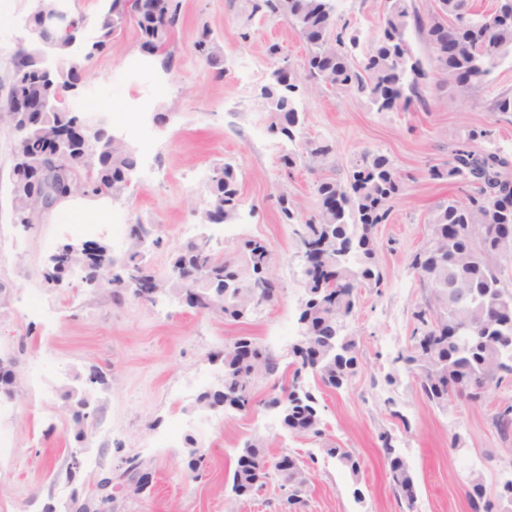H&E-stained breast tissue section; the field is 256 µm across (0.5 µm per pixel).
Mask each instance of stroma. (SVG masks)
Segmentation results:
<instances>
[{
	"label": "stroma",
	"instance_id": "stroma-1",
	"mask_svg": "<svg viewBox=\"0 0 512 512\" xmlns=\"http://www.w3.org/2000/svg\"><path fill=\"white\" fill-rule=\"evenodd\" d=\"M0 11V359L12 360L19 392L9 402L7 423L12 447L0 450V512H42L54 504L71 512L73 497H86L105 473H113L115 512H275L282 491L269 483L260 493L238 497L229 477L248 440L260 439L271 454L290 453L311 459V480L300 512H471L463 478L471 467L482 468L488 495L512 477V437L500 438L492 417L512 403V383H503L477 402L456 400L440 409L423 399L413 377L392 360L411 345L412 313L427 295L410 267L412 255L429 240L431 213L440 202L459 199L456 185L429 180V166L447 161L451 133L474 126L490 131L489 147L512 154V124L493 120L490 106L503 90L512 91V67H499L488 83L464 95L450 89L434 92L430 111H377L367 98L302 84L295 96L300 122L292 136L272 132L271 115L261 90L274 68L269 44H280L294 70H301L305 48L287 20L250 17L248 0H180L182 23L171 48L174 65L163 69L157 58L137 81L125 76L129 58L141 57L137 32L125 24L105 50L84 61L81 81L70 92L72 112L86 116L83 103L95 85L105 87L109 131L122 139L136 160L124 192L117 197L74 196L23 229L13 219L11 173L13 134L6 99L12 74L11 57L24 36L22 20L33 0H10ZM386 0H347L340 15L359 39L349 48L361 60L376 39ZM209 28L223 49L221 65H208L195 50L202 28ZM249 40H242V32ZM151 99L148 130L156 150L144 155L133 129L138 117L131 109L140 97ZM328 143L331 152L317 166L303 154L306 141ZM382 152L405 178L403 193L393 201L388 223L375 230V263L381 287L361 288L346 331L357 343L359 367L341 389L315 388L324 435L299 436L285 430L277 410L266 407L272 380L257 386L252 412L213 408L199 396L185 399L176 387L204 369L223 373L219 353L231 342L254 338L263 348L290 363L298 342L300 304L305 296L302 258L292 225L286 224L277 202L279 189L302 215L317 205L319 179L346 180L363 152ZM295 154L293 167L281 158ZM232 163L239 179L240 212L230 233L204 224L208 190L191 193L182 179L193 167L214 172ZM166 172L161 184L144 180L147 165ZM83 224H100L111 216L152 228L159 246L145 254L147 266L165 275L172 255L184 246L181 228L198 225L217 257L236 260L244 242L261 239L272 251L268 275L277 292L256 304L245 318L200 314L184 300L160 297L148 303L110 289L90 291L83 272L74 269L58 288L45 281L48 259L63 243L54 226L63 214ZM39 293L59 308L54 329L23 310L28 295ZM103 371L88 426H110L112 442L91 435L88 444L74 438L72 412L84 396L90 370ZM394 375L387 383L386 375ZM217 416L219 427L184 431L168 448L159 442L178 419ZM393 437L394 450L410 466L417 485L413 509L397 500L378 441ZM459 436L461 450L450 447ZM209 441V467L192 480L188 463L192 442ZM350 449L359 462L351 474L328 455L331 447ZM97 455L96 465H83L74 480L66 470L72 457ZM136 456L151 475L148 489L129 493L119 480L128 457Z\"/></svg>",
	"mask_w": 512,
	"mask_h": 512
}]
</instances>
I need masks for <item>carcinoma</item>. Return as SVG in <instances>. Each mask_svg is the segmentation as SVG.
I'll list each match as a JSON object with an SVG mask.
<instances>
[{
    "label": "carcinoma",
    "mask_w": 512,
    "mask_h": 512,
    "mask_svg": "<svg viewBox=\"0 0 512 512\" xmlns=\"http://www.w3.org/2000/svg\"><path fill=\"white\" fill-rule=\"evenodd\" d=\"M153 10L134 18L140 48L161 57L168 68L174 61L170 46L181 23L178 0H150ZM251 15L284 18L297 31L306 47L304 78L316 85L329 86L343 93L365 96L378 108L392 109L401 102V110L430 109L428 87L440 90L451 86L461 92L486 82L500 66L501 59L512 56V0H494L488 11L473 12L469 0H434L433 9L421 13L414 0H389L380 32L373 48L357 63L344 51L347 24L336 19L334 0H250ZM416 33L430 49L428 61L417 57L408 40ZM33 72L16 74L18 98L26 99L37 86ZM286 77L274 72L263 97L274 118L270 128L292 137L298 112L294 96H287L281 84ZM288 83V82H286ZM292 89L299 83H288ZM497 120L512 118V92L503 91L493 101ZM36 128L25 142L28 155L42 156L46 140L58 129L70 125L73 112H47L35 116ZM488 130L473 127L454 137L448 156L455 164L432 165V180L460 185L465 198L449 199L436 206L431 215L432 232L440 235L427 251L415 252L410 267L423 288L429 289L424 302L412 313L417 323L411 347L400 352L393 363H401L414 377L421 396L429 403L448 407L452 399L477 401L490 389L499 387L512 376V291L503 283L505 267L499 265L501 248L495 232L512 227V157L495 148L483 146ZM307 158L318 162L330 153L329 145L310 141L304 145ZM70 175L82 185L83 196L109 194L119 196L135 167L133 154L125 147L101 150L99 140L91 137L71 154ZM400 173L384 154L364 152L354 164L347 180L321 179L315 184L317 208L303 219L288 199L278 195L282 214L296 225L294 234L301 251L326 245L336 262L339 278L332 288L319 287L311 271L302 269L305 293L314 301L300 313L308 336L320 347L325 360L318 365L307 359L299 346L292 349L294 361L291 380L279 387L278 394L288 399V412L282 424L289 431L322 436L318 401L314 394L300 388L303 374L310 373L325 387L339 389L357 372L359 366L354 338L345 334L346 320L352 316L358 290L364 285L380 286L383 276L373 265L376 245L373 230L388 222L392 202L403 192ZM209 209L219 222L232 219L240 204L235 169L226 163L216 169L209 190ZM129 235L137 249L131 251L125 265L140 271L138 287L154 280L144 264L142 251L149 230L132 224ZM270 250L261 240L245 243L239 264L217 258L210 249L197 243L182 247L173 256L166 276L167 288L178 293L191 291L187 303L200 314L221 313L237 319L240 311L260 295L257 274L266 269ZM113 264L112 255L99 247V255L86 263L84 280L97 270ZM249 346L242 337L224 347V392L228 406L239 408L256 403V382L275 375L280 368L277 357L255 347L253 359L242 358L241 349ZM498 434L512 435V404L499 408L493 416ZM379 442L389 466L395 495L414 506L415 482L410 467L393 455L392 437L383 432ZM326 453L352 474L359 463L346 448H328ZM268 459L259 440L245 443L232 473V489L242 496L278 478L280 487L294 488L309 481L310 472L299 461L298 473L264 470ZM472 512H512V493L486 496L483 489L465 490Z\"/></svg>",
    "instance_id": "obj_1"
}]
</instances>
